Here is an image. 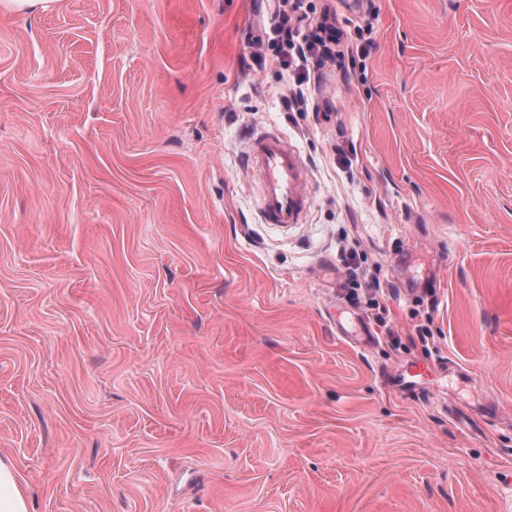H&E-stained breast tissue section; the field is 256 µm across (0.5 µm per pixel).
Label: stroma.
<instances>
[{
	"label": "stroma",
	"mask_w": 512,
	"mask_h": 512,
	"mask_svg": "<svg viewBox=\"0 0 512 512\" xmlns=\"http://www.w3.org/2000/svg\"><path fill=\"white\" fill-rule=\"evenodd\" d=\"M328 1V61L271 0L0 13L29 512H512V0ZM269 130L296 224L243 162ZM274 2H278V10L276 11V24L272 29V44L279 46L286 57H288V49H295L298 54L305 56L304 47H297L293 40L294 27H296L297 24L299 25L304 18L296 17L294 19L288 14V10L285 9L288 0H274ZM334 20V14H332L330 8H325L322 15V21L318 25V30L323 35L318 34L315 41L306 46L307 52H319L316 45L327 48L326 41L332 43L340 39L343 33L331 22ZM248 161L262 178V210L267 224H295L306 207L300 192L303 173L295 153L275 133L256 138Z\"/></svg>",
	"instance_id": "obj_1"
}]
</instances>
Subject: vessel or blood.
<instances>
[{
	"label": "vessel or blood",
	"mask_w": 512,
	"mask_h": 512,
	"mask_svg": "<svg viewBox=\"0 0 512 512\" xmlns=\"http://www.w3.org/2000/svg\"><path fill=\"white\" fill-rule=\"evenodd\" d=\"M248 160L262 178V210L266 223H297L306 207L300 191L303 173L293 151L275 133L256 138Z\"/></svg>",
	"instance_id": "b4317fda"
}]
</instances>
